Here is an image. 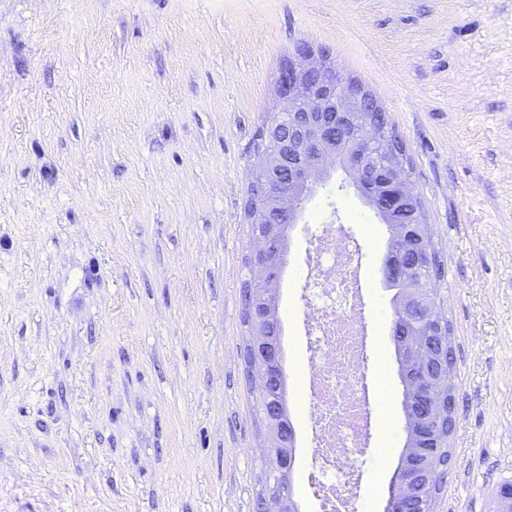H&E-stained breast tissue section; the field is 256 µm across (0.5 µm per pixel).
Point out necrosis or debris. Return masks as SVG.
<instances>
[{"label":"necrosis or debris","instance_id":"1","mask_svg":"<svg viewBox=\"0 0 512 512\" xmlns=\"http://www.w3.org/2000/svg\"><path fill=\"white\" fill-rule=\"evenodd\" d=\"M354 247L343 234L328 232L306 282L315 300L299 310L310 355L303 379L310 398L308 425L323 478L316 492L325 512H346L359 484L351 455L372 432L369 391L359 373L366 347L360 280L351 266Z\"/></svg>","mask_w":512,"mask_h":512}]
</instances>
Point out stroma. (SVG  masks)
<instances>
[{"label": "stroma", "mask_w": 512, "mask_h": 512, "mask_svg": "<svg viewBox=\"0 0 512 512\" xmlns=\"http://www.w3.org/2000/svg\"><path fill=\"white\" fill-rule=\"evenodd\" d=\"M368 89L410 158L453 325L452 466L434 512L512 484V0H0V512H256L268 475L243 372L253 140L297 45ZM336 171L292 232L304 302L329 227L389 331L388 231ZM301 512H320L285 332ZM354 462L383 512L404 448L396 369Z\"/></svg>", "instance_id": "1"}]
</instances>
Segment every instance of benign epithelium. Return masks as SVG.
Instances as JSON below:
<instances>
[{"label":"benign epithelium","instance_id":"obj_1","mask_svg":"<svg viewBox=\"0 0 512 512\" xmlns=\"http://www.w3.org/2000/svg\"><path fill=\"white\" fill-rule=\"evenodd\" d=\"M282 107L274 113L258 138L252 185L268 199L248 217L249 222L264 225V232L253 235L252 275L261 284L243 317L252 322L249 350L253 362H245L246 374L259 381L260 388L275 381L284 382L280 343L266 326L275 322L272 296L279 283L287 253L276 252L278 244L291 236L301 223L309 201L331 176L341 168L362 202L378 216L391 217L400 205L419 196L405 172L403 150L396 138L367 117L380 111L373 95L362 86L350 84L325 61L315 58L312 49L302 48L288 60L279 77ZM408 234L398 229L397 244L387 245L382 265L385 287L397 290L408 268L397 258L406 253ZM405 307L426 322H434L438 308L412 294ZM450 362L435 373L427 370L409 374L413 393L420 398V410L410 421L411 448L404 457L408 474L397 512H410L407 504L416 492L415 457L421 416L442 405L445 396L455 395ZM270 430L269 448L281 449L278 472L285 482L293 481L295 430L283 406L263 415ZM258 512H298L293 494L271 495L257 506Z\"/></svg>","mask_w":512,"mask_h":512}]
</instances>
